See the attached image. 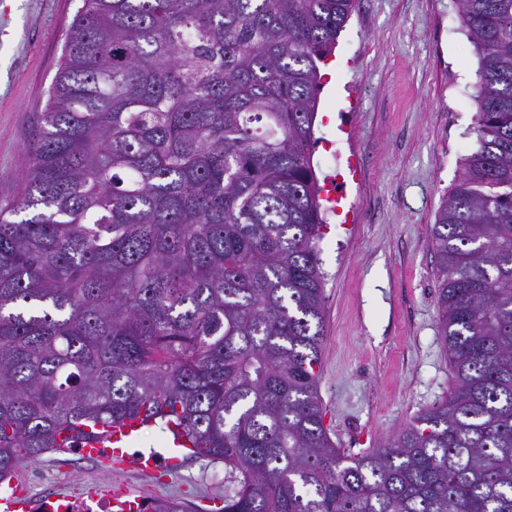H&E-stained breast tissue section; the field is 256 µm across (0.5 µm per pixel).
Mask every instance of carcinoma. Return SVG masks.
Masks as SVG:
<instances>
[{"instance_id": "obj_1", "label": "carcinoma", "mask_w": 512, "mask_h": 512, "mask_svg": "<svg viewBox=\"0 0 512 512\" xmlns=\"http://www.w3.org/2000/svg\"><path fill=\"white\" fill-rule=\"evenodd\" d=\"M454 2L480 71L431 229L452 386L351 456L318 395L311 156L354 0H83L0 208V482L142 415L236 474L221 512H512V0Z\"/></svg>"}]
</instances>
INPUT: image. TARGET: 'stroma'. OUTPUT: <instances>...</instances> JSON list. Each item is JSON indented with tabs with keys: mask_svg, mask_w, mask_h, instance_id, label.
I'll list each match as a JSON object with an SVG mask.
<instances>
[{
	"mask_svg": "<svg viewBox=\"0 0 512 512\" xmlns=\"http://www.w3.org/2000/svg\"><path fill=\"white\" fill-rule=\"evenodd\" d=\"M82 0H0V206L30 168L38 117ZM479 54L453 0H356L322 77L312 164L343 197L320 242L325 335L318 393L332 441L378 448L441 401L451 372L438 328L431 226L471 151ZM28 467L36 498L102 486L218 512L235 479L190 459L175 474L108 467L79 452Z\"/></svg>",
	"mask_w": 512,
	"mask_h": 512,
	"instance_id": "1",
	"label": "stroma"
}]
</instances>
